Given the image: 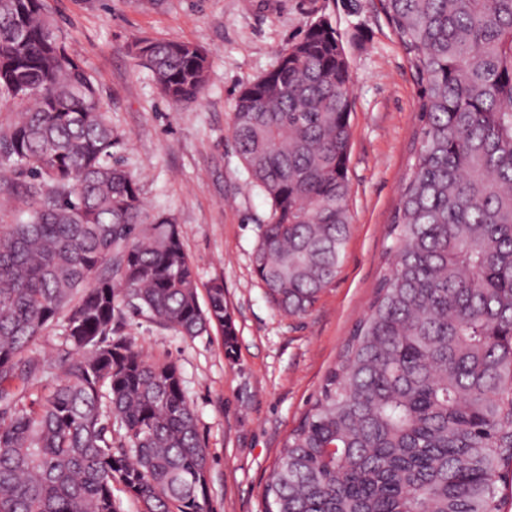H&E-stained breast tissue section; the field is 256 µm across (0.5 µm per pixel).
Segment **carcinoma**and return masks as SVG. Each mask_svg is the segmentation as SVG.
Wrapping results in <instances>:
<instances>
[{
	"instance_id": "carcinoma-1",
	"label": "carcinoma",
	"mask_w": 512,
	"mask_h": 512,
	"mask_svg": "<svg viewBox=\"0 0 512 512\" xmlns=\"http://www.w3.org/2000/svg\"><path fill=\"white\" fill-rule=\"evenodd\" d=\"M419 87L418 147L368 313L288 434L265 512H505L512 475V0H379ZM310 24L244 85L231 136L270 205L253 271L307 313L352 218L349 64ZM168 100L198 101L204 49L132 48ZM0 512H216L177 363L121 334L148 314L194 339L236 330L215 279L200 304L174 218L114 159L121 138L44 0H0ZM60 327L55 356L33 346Z\"/></svg>"
}]
</instances>
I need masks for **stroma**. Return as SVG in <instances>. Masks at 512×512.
<instances>
[{
	"label": "stroma",
	"mask_w": 512,
	"mask_h": 512,
	"mask_svg": "<svg viewBox=\"0 0 512 512\" xmlns=\"http://www.w3.org/2000/svg\"><path fill=\"white\" fill-rule=\"evenodd\" d=\"M68 50L94 78L123 144L117 159L137 175L146 205L175 218L199 288L215 279L237 332L193 339L147 316L123 335L144 354L178 364L209 452L217 512H263V493L290 430L369 310L393 243L388 226L419 129L418 87L375 0H46ZM327 19L350 71L352 215L341 267L304 316L284 314L253 273L259 226L270 215L231 137L243 85L274 69L310 23ZM142 38L194 43L209 55L199 101L159 93L129 46Z\"/></svg>",
	"instance_id": "35a3bbf8"
}]
</instances>
